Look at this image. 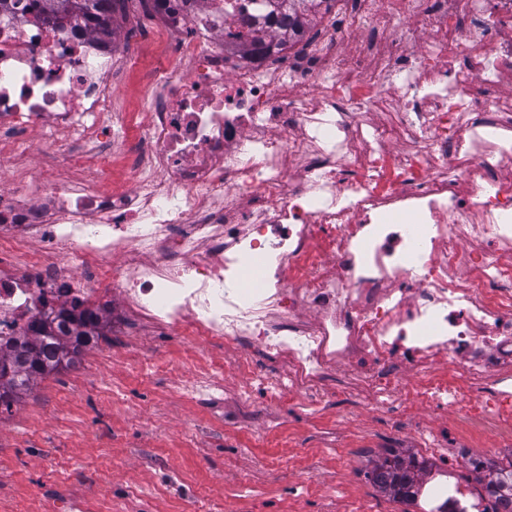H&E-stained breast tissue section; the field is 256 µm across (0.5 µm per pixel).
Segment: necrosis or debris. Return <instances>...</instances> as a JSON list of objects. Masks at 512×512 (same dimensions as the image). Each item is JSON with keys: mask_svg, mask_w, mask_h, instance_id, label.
Returning a JSON list of instances; mask_svg holds the SVG:
<instances>
[{"mask_svg": "<svg viewBox=\"0 0 512 512\" xmlns=\"http://www.w3.org/2000/svg\"><path fill=\"white\" fill-rule=\"evenodd\" d=\"M337 2L298 50L267 0H156L140 112L115 41L0 5V342L117 298L246 397L317 411L339 367L512 445V0ZM135 58L129 56L127 61L120 60L113 69V82L122 88L119 104L126 112L142 111L135 93L138 81V72L133 66Z\"/></svg>", "mask_w": 512, "mask_h": 512, "instance_id": "necrosis-or-debris-1", "label": "necrosis or debris"}]
</instances>
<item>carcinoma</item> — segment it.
Instances as JSON below:
<instances>
[{"instance_id": "1", "label": "carcinoma", "mask_w": 512, "mask_h": 512, "mask_svg": "<svg viewBox=\"0 0 512 512\" xmlns=\"http://www.w3.org/2000/svg\"><path fill=\"white\" fill-rule=\"evenodd\" d=\"M325 0H274V5L288 10L280 25L293 35L304 31L306 4ZM43 10L63 20L77 17L88 6L96 8L91 16L94 30L104 35L112 34L115 14L126 10L129 0H34ZM102 336L99 318L81 310H60L54 317L39 319L30 328V335L0 346V363L13 364L11 372L0 371V405H10L13 397L29 390L38 379L56 371L64 361L78 354L83 348L97 342ZM412 455L392 452L389 456L372 462L368 476L381 492L397 500L412 501L420 489L427 469L423 466L411 471L405 466ZM469 468L475 474L484 496L493 500L496 507L484 512H512V458L507 463L472 459Z\"/></svg>"}]
</instances>
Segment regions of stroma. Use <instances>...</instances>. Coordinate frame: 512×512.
I'll return each mask as SVG.
<instances>
[{
  "instance_id": "1",
  "label": "stroma",
  "mask_w": 512,
  "mask_h": 512,
  "mask_svg": "<svg viewBox=\"0 0 512 512\" xmlns=\"http://www.w3.org/2000/svg\"><path fill=\"white\" fill-rule=\"evenodd\" d=\"M125 326L87 347L74 365L38 380L0 413V512H423L380 493L370 462L417 452L402 414L366 409L341 370L326 388L337 396L311 411L293 400L246 402L234 353H207L163 330L141 327L123 305ZM221 364L210 396L188 400L175 386L198 356ZM447 453L436 471L467 474L485 453L478 434L453 414L419 412Z\"/></svg>"
}]
</instances>
